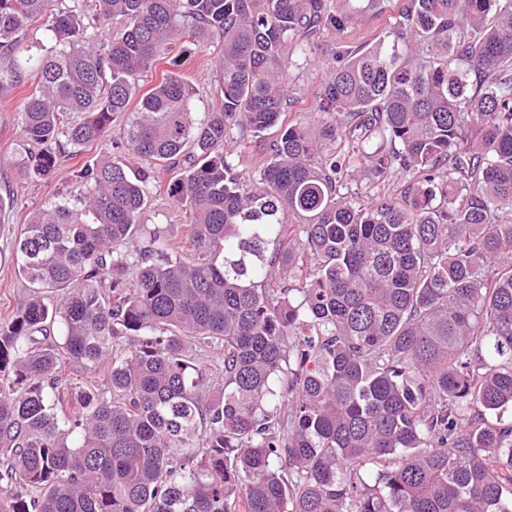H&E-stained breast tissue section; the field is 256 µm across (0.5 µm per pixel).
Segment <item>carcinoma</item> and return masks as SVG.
I'll list each match as a JSON object with an SVG mask.
<instances>
[{"label": "carcinoma", "mask_w": 512, "mask_h": 512, "mask_svg": "<svg viewBox=\"0 0 512 512\" xmlns=\"http://www.w3.org/2000/svg\"><path fill=\"white\" fill-rule=\"evenodd\" d=\"M350 22L327 0H0V92L30 86L18 176L111 148L13 243L0 512H512V0H406L324 71L319 133L282 126L289 54ZM209 39L204 118L178 72L140 92ZM237 127L278 128L255 189ZM161 173L185 256L140 245ZM348 173L406 185L355 198Z\"/></svg>", "instance_id": "carcinoma-1"}]
</instances>
